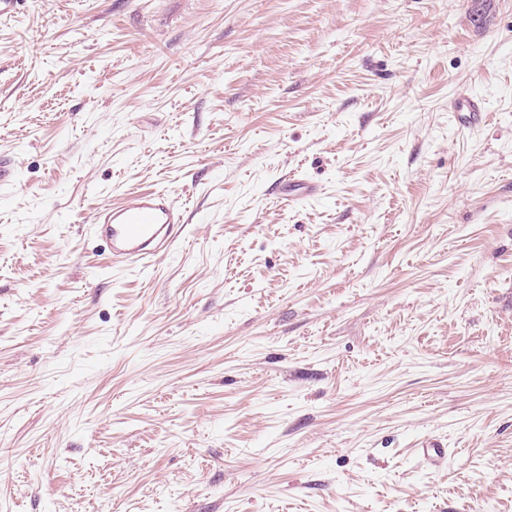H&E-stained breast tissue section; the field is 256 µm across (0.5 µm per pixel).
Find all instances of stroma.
<instances>
[{"mask_svg": "<svg viewBox=\"0 0 512 512\" xmlns=\"http://www.w3.org/2000/svg\"><path fill=\"white\" fill-rule=\"evenodd\" d=\"M0 154V512H512V0H21ZM90 223L93 239L114 269L146 267L168 253L185 221L183 208L170 193L151 189L98 208ZM415 449L419 460L426 466L443 468L448 465L449 449L438 439L422 440Z\"/></svg>", "mask_w": 512, "mask_h": 512, "instance_id": "stroma-1", "label": "stroma"}]
</instances>
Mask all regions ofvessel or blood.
Masks as SVG:
<instances>
[{"label": "vessel or blood", "instance_id": "1", "mask_svg": "<svg viewBox=\"0 0 512 512\" xmlns=\"http://www.w3.org/2000/svg\"><path fill=\"white\" fill-rule=\"evenodd\" d=\"M184 210L172 195L160 190L134 192L117 203L98 208L90 219L91 235L113 267L148 266L168 253L179 237ZM422 464L443 468L449 450L443 442L428 438L418 442Z\"/></svg>", "mask_w": 512, "mask_h": 512}]
</instances>
